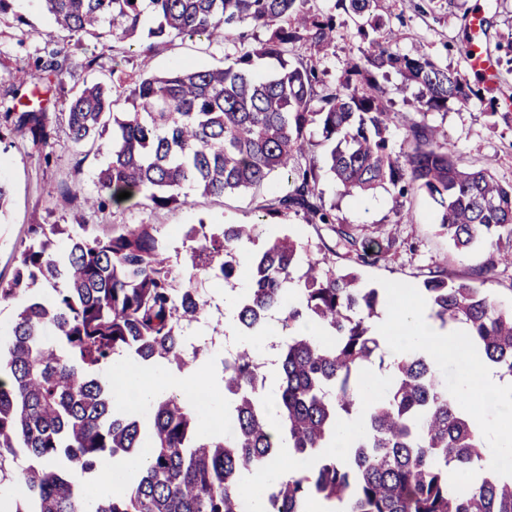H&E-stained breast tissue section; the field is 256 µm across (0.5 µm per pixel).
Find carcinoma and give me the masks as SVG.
Returning <instances> with one entry per match:
<instances>
[{
	"instance_id": "obj_1",
	"label": "carcinoma",
	"mask_w": 512,
	"mask_h": 512,
	"mask_svg": "<svg viewBox=\"0 0 512 512\" xmlns=\"http://www.w3.org/2000/svg\"><path fill=\"white\" fill-rule=\"evenodd\" d=\"M44 2L53 25L41 32L48 48L34 68L46 79L67 68L68 54L52 47L57 26L80 38L147 42L141 73L126 89L130 109L113 111L112 88L101 83L66 99L72 142H90L106 159L98 194L86 203L119 206L118 194L128 191L129 202L165 208L197 194L259 187L284 173L290 187L261 206L265 214L327 225L356 264L376 263L395 241L362 239L325 206L308 137L318 127L335 143L328 167L343 194L387 186L401 197L421 191L438 206L439 224L456 247L492 248L476 276L512 260L500 250L512 241V183L466 167L447 133L426 120L450 101L482 98L480 91L424 52L393 50L394 30L373 15L375 0H339L367 17L356 32L365 47L346 60L332 90L316 66L287 60L297 45L335 47V17L313 11L309 0ZM248 25L264 28L267 38L251 45ZM185 36L228 41L238 51L222 68L152 72L153 50ZM264 59L279 68L259 74ZM391 72L403 89L416 90L419 118L405 120L389 107L379 78ZM399 123L406 149L396 153L389 134ZM15 132L29 135L50 160L52 126L43 104L0 113V140ZM78 228L74 234L68 225H29L30 244L12 279L0 283V304L28 296L0 336V485L13 479L6 462L24 463L25 497L8 512H243L246 476L276 458L281 440L305 465L267 483L266 512H310L319 500L338 502L340 512H512V476L467 480L484 459L480 438L435 361L418 352L389 362L391 381L377 392L348 461L327 451L340 423L360 412V373L384 364L373 325L386 293L363 287L354 270L326 266L289 236L250 259L251 288L233 317L239 336L224 353L228 434L204 435L202 412L175 393L145 403L142 416L113 409L111 364L132 357L182 371L209 351L204 344L187 353L182 330L207 317L206 282L238 277L239 255L261 225L190 226L183 234L186 273L170 261L156 224H126L109 235ZM56 236L67 238L64 249L55 248ZM39 281L52 285L53 299L30 295ZM290 288L298 299L287 305ZM420 292L435 318L467 324L477 350L512 377V306L441 271L431 272ZM265 314L280 315L288 330L278 352L274 420L258 387L256 336ZM307 321L324 324L330 336L301 333ZM106 451L140 463L130 489L97 496L69 480L74 471L95 473Z\"/></svg>"
}]
</instances>
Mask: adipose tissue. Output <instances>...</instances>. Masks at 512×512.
<instances>
[{
  "instance_id": "adipose-tissue-1",
  "label": "adipose tissue",
  "mask_w": 512,
  "mask_h": 512,
  "mask_svg": "<svg viewBox=\"0 0 512 512\" xmlns=\"http://www.w3.org/2000/svg\"><path fill=\"white\" fill-rule=\"evenodd\" d=\"M198 368L168 373L162 370L147 371L137 365L122 362L112 367V402L115 406L134 408L146 398L164 393L177 392L192 397L198 386ZM299 462L288 447H281L277 460L271 467L250 473L243 492L249 498L252 512H262V490L272 475L289 476Z\"/></svg>"
}]
</instances>
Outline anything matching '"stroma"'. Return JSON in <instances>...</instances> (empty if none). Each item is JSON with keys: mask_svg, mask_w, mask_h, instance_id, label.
Listing matches in <instances>:
<instances>
[{"mask_svg": "<svg viewBox=\"0 0 512 512\" xmlns=\"http://www.w3.org/2000/svg\"><path fill=\"white\" fill-rule=\"evenodd\" d=\"M315 10L336 17L338 36L328 54L314 56L327 87H334L348 56L357 53L359 44L349 34L359 23L345 12L337 0H312ZM481 10L490 22L488 47L496 61L494 88L483 87L463 55L465 15ZM378 15L389 19L396 33L392 47L400 53H428L439 65L448 67L471 86L481 88L482 99L469 104H449L447 109L428 115L429 123L443 128L465 164L486 167L503 182H512V52L503 44L512 35V0H378ZM48 25L43 0H15L13 14L0 18V74L23 68L33 70L34 61L43 54L41 30ZM60 46L70 56V68L63 81L66 86L102 83L118 87L140 72L143 47L136 41L98 42L86 38L82 49L74 39L61 33ZM235 48L200 37L174 39L152 58L155 73L201 62L210 66L226 64ZM96 57L94 69H85L87 57ZM50 113L55 114L54 144L51 160H43L31 141L14 134L0 141V180L9 188V202L0 214V280L10 281L20 251L29 242L32 224H86L97 233L110 232L120 224H157L166 237L168 251L175 262L185 255L183 231L189 226L208 224H252L262 222L264 238L291 233L314 255L330 256L337 269L349 261L343 246L328 226L308 224L299 216L263 217L264 200L286 192L288 183L273 174L260 189L229 192L221 196H194L189 204L154 209L129 203L116 206L84 207L81 198H68L63 188L80 185L85 193L98 190L97 177L103 158L91 146H74L59 112L65 111L63 98L56 92L44 93ZM320 186L327 205L337 216L353 225L360 236L392 237L394 248L375 264L361 268L364 284L384 278L420 286L429 272L441 270L450 279L468 277L482 265L489 250L481 243L467 250L457 249L438 223L437 208L423 193L399 197L389 188H379L361 199L340 196L338 184L328 166L319 169Z\"/></svg>", "mask_w": 512, "mask_h": 512, "instance_id": "stroma-1", "label": "stroma"}]
</instances>
